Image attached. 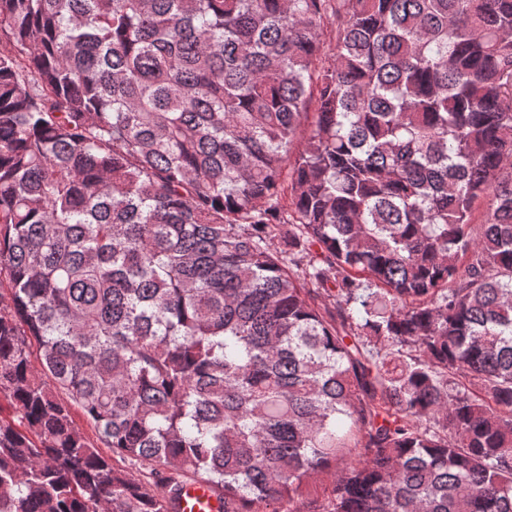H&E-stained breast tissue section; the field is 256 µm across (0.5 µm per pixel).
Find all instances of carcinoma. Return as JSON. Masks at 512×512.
<instances>
[{
    "label": "carcinoma",
    "instance_id": "1",
    "mask_svg": "<svg viewBox=\"0 0 512 512\" xmlns=\"http://www.w3.org/2000/svg\"><path fill=\"white\" fill-rule=\"evenodd\" d=\"M2 398L0 512H512V0H0ZM210 497L209 491L201 484L191 483L188 484L184 490V495L175 503L174 509L176 512H202L198 507L189 508V504L198 499H208Z\"/></svg>",
    "mask_w": 512,
    "mask_h": 512
}]
</instances>
